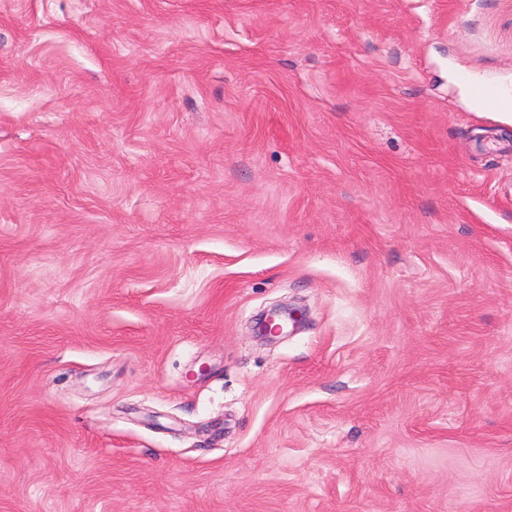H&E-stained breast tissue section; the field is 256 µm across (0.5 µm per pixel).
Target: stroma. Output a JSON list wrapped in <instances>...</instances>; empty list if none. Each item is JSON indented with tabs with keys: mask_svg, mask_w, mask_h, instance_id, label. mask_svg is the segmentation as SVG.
Segmentation results:
<instances>
[{
	"mask_svg": "<svg viewBox=\"0 0 512 512\" xmlns=\"http://www.w3.org/2000/svg\"><path fill=\"white\" fill-rule=\"evenodd\" d=\"M470 80L512 0H0V512H512ZM296 309H289L286 305H275L269 310L261 313L256 318L255 333L259 339L266 342H273L278 338L287 335L285 329L288 327V320L293 325L299 323Z\"/></svg>",
	"mask_w": 512,
	"mask_h": 512,
	"instance_id": "obj_1",
	"label": "stroma"
}]
</instances>
